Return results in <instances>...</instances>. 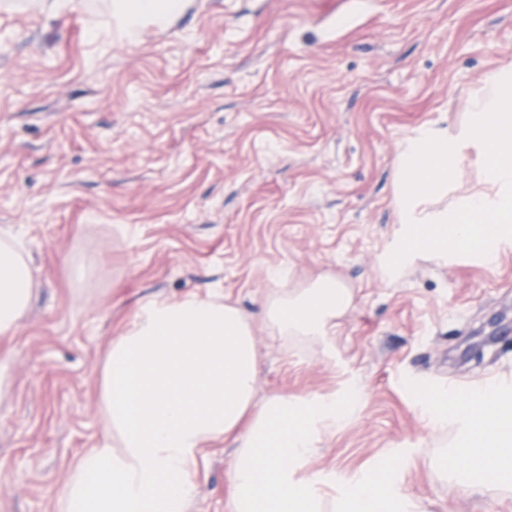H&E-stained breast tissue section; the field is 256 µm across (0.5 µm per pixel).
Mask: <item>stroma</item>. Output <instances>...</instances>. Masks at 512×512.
Instances as JSON below:
<instances>
[{"label":"stroma","mask_w":512,"mask_h":512,"mask_svg":"<svg viewBox=\"0 0 512 512\" xmlns=\"http://www.w3.org/2000/svg\"><path fill=\"white\" fill-rule=\"evenodd\" d=\"M111 4L0 0V229L36 281L0 338V512H61L102 443L113 340L142 302L187 294L248 318L258 395L363 387L300 472L328 501L392 462L423 512H512L496 478L472 494L428 467L459 434L417 403L452 379L462 398L512 386V247L421 259L396 285L377 271L400 145L457 126L512 65V0H183L135 42L95 31ZM280 268L351 289L331 345L262 318ZM203 455L187 512H225L235 450Z\"/></svg>","instance_id":"35a3bbf8"}]
</instances>
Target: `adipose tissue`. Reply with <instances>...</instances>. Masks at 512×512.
Returning a JSON list of instances; mask_svg holds the SVG:
<instances>
[{
  "label": "adipose tissue",
  "mask_w": 512,
  "mask_h": 512,
  "mask_svg": "<svg viewBox=\"0 0 512 512\" xmlns=\"http://www.w3.org/2000/svg\"><path fill=\"white\" fill-rule=\"evenodd\" d=\"M180 7V0H113V35L136 40L146 24L163 23ZM470 149L485 157L480 179L452 196ZM394 183L395 229L379 259L384 281L400 282L422 257L448 261L474 240L486 262L512 246V67L487 76L455 130L426 127L408 137ZM11 239L0 232L1 336L18 327L34 289ZM275 279L277 289L262 300L264 319L279 335L329 343L352 303L350 289L329 276L305 287L282 272ZM259 364L250 325L233 305L193 294L142 303L103 364L104 439L58 489L62 512H184L204 446L223 438L237 449L226 512H419L392 475L350 477L332 505L298 479L324 435L360 411L364 391L351 384L328 397L277 392L260 399ZM490 402L498 412L486 420L480 412ZM424 405L433 427L460 433L440 468L463 471L476 492L485 472L512 485V388L477 389L454 414L444 393H427Z\"/></svg>",
  "instance_id": "adipose-tissue-1"
}]
</instances>
